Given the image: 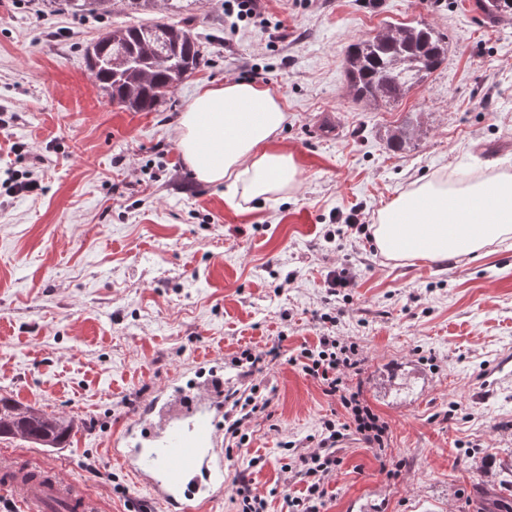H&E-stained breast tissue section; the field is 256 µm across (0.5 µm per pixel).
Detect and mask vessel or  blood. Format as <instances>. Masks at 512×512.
Returning a JSON list of instances; mask_svg holds the SVG:
<instances>
[{"label": "vessel or blood", "instance_id": "obj_1", "mask_svg": "<svg viewBox=\"0 0 512 512\" xmlns=\"http://www.w3.org/2000/svg\"><path fill=\"white\" fill-rule=\"evenodd\" d=\"M214 382L188 393L173 382L112 440V458L165 512H196L224 498L226 456ZM0 491L19 512H95L94 503L52 468L0 465Z\"/></svg>", "mask_w": 512, "mask_h": 512}]
</instances>
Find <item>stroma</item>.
Segmentation results:
<instances>
[{
  "label": "stroma",
  "mask_w": 512,
  "mask_h": 512,
  "mask_svg": "<svg viewBox=\"0 0 512 512\" xmlns=\"http://www.w3.org/2000/svg\"><path fill=\"white\" fill-rule=\"evenodd\" d=\"M189 24L209 64L154 112L113 101L85 49L115 27ZM423 22L448 56L399 101L356 100L344 58L354 40ZM253 78L281 96L280 133L300 167L287 198L230 207L177 144L181 113L204 85ZM333 113L339 131L323 136ZM408 126L406 143L396 129ZM30 170L38 195L0 194V398L70 420L66 447L0 438V460L50 465L97 512H163L115 465V433L177 372L224 365V404L250 393L237 360L280 345L261 377L270 404L227 463L266 512L301 495L291 467L315 450L320 421L347 414L291 356L330 333L367 362L352 386L388 426L404 467L390 478L346 434L322 512H512V235L477 258L391 260L349 218L420 179L512 176V17L475 0H264L236 21L224 0L137 13L73 11L56 0H0V174ZM336 232L335 243L325 236ZM352 271L347 295L328 272ZM335 315V323L324 314Z\"/></svg>",
  "instance_id": "stroma-1"
}]
</instances>
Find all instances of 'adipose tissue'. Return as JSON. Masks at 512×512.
Listing matches in <instances>:
<instances>
[{
    "instance_id": "1",
    "label": "adipose tissue",
    "mask_w": 512,
    "mask_h": 512,
    "mask_svg": "<svg viewBox=\"0 0 512 512\" xmlns=\"http://www.w3.org/2000/svg\"><path fill=\"white\" fill-rule=\"evenodd\" d=\"M288 118L270 89L227 82L201 89L181 114L178 146L188 169L206 183H227L232 207L280 199L300 169L279 134ZM512 233V178L461 188L423 181L381 210L373 226L391 259L434 261L472 255Z\"/></svg>"
}]
</instances>
